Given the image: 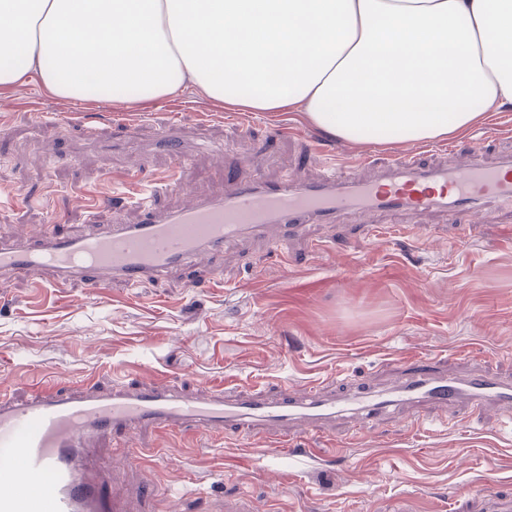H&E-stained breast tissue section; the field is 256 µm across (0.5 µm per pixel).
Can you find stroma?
<instances>
[{"instance_id": "stroma-1", "label": "stroma", "mask_w": 512, "mask_h": 512, "mask_svg": "<svg viewBox=\"0 0 512 512\" xmlns=\"http://www.w3.org/2000/svg\"><path fill=\"white\" fill-rule=\"evenodd\" d=\"M182 126L191 160L155 146V129ZM248 123L241 134L239 123ZM483 154L512 151V107L477 124ZM338 166L363 152H422L430 163L467 150L468 137L395 145L336 140L301 112H239L200 90L156 102L70 101L37 79L0 86V237L134 224L140 202L175 209L222 191L227 172L276 182L318 176L313 142ZM383 213L371 223L322 224L291 251L244 239L224 253L156 281H115L104 294L81 284L35 287L21 275L0 291V390L63 377L112 383L174 379L198 392L257 388L274 395L313 382L391 384L399 365L433 357L512 379V217L476 214L466 229L444 213ZM223 281L212 285L214 267ZM132 447L157 454L126 468L111 440L92 457L124 470V491L154 490L161 508L225 512L248 498L253 512H487L488 494L512 500V415L487 408L399 414L362 430L337 421L310 438L317 457L277 455L227 432H133Z\"/></svg>"}]
</instances>
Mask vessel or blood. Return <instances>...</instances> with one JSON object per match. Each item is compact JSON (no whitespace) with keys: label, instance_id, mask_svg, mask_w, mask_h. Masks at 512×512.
<instances>
[{"label":"vessel or blood","instance_id":"obj_1","mask_svg":"<svg viewBox=\"0 0 512 512\" xmlns=\"http://www.w3.org/2000/svg\"><path fill=\"white\" fill-rule=\"evenodd\" d=\"M157 142L177 165L188 162L172 127H163ZM437 209L465 215L479 209L512 211V158L488 164L472 152L452 166H427L416 154H400L388 157L379 176L367 180L326 164L321 177L309 183L290 178L275 185L241 183L167 211L146 204L137 224L117 221L80 235L0 239V281L15 274L37 281L48 271L57 288L80 282L93 292L115 280L137 286L248 234L273 232L281 248L305 235L309 225L330 224L346 214L423 215ZM423 403L468 412L493 404L511 411L512 382L483 370L456 377L410 369L389 393L339 395L315 384L275 397L219 389L202 395L173 382H116L108 389L57 382L21 398L1 391L0 512H127L118 493L102 497L104 479L87 466L94 438L153 428L202 437L227 429L246 437L289 432L304 439L324 434L341 414L362 425L394 407L414 410Z\"/></svg>","mask_w":512,"mask_h":512}]
</instances>
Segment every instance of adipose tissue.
Returning a JSON list of instances; mask_svg holds the SVG:
<instances>
[{
  "label": "adipose tissue",
  "mask_w": 512,
  "mask_h": 512,
  "mask_svg": "<svg viewBox=\"0 0 512 512\" xmlns=\"http://www.w3.org/2000/svg\"><path fill=\"white\" fill-rule=\"evenodd\" d=\"M72 101L187 87L327 135L464 134L512 106V0H0V85Z\"/></svg>",
  "instance_id": "obj_1"
}]
</instances>
